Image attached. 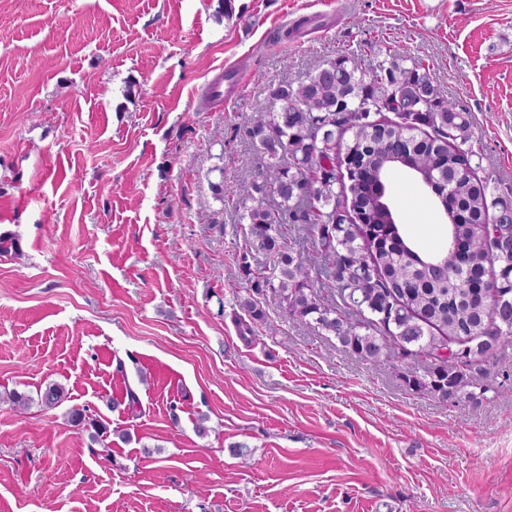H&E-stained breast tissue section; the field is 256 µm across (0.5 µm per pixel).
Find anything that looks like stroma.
I'll list each match as a JSON object with an SVG mask.
<instances>
[{
  "label": "stroma",
  "instance_id": "1",
  "mask_svg": "<svg viewBox=\"0 0 512 512\" xmlns=\"http://www.w3.org/2000/svg\"><path fill=\"white\" fill-rule=\"evenodd\" d=\"M395 51L511 195L512 0H0V512H512V345L483 360L497 392L443 400L405 382L426 362L350 356L239 268L268 264L239 222L267 178L252 114ZM391 195L439 247L425 191L398 172ZM54 382L116 431L111 460L65 407L6 401Z\"/></svg>",
  "mask_w": 512,
  "mask_h": 512
}]
</instances>
